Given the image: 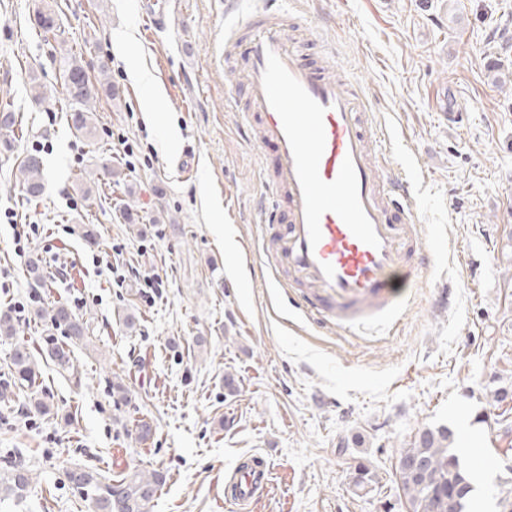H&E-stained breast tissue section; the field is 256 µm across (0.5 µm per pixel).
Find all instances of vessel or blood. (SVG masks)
Returning <instances> with one entry per match:
<instances>
[{"mask_svg":"<svg viewBox=\"0 0 512 512\" xmlns=\"http://www.w3.org/2000/svg\"><path fill=\"white\" fill-rule=\"evenodd\" d=\"M275 2L264 0L224 30L225 46L240 50L246 64V94L257 114L249 135L275 152L267 187L288 202L271 271L287 270L284 293L314 325L349 330L398 313L430 257L419 245L420 225L403 208L408 182L373 159L386 134L365 111L358 87L302 61ZM298 283L309 295H297ZM267 484L266 469L237 466L225 501L248 512Z\"/></svg>","mask_w":512,"mask_h":512,"instance_id":"vessel-or-blood-1","label":"vessel or blood"}]
</instances>
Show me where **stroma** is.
Segmentation results:
<instances>
[{"instance_id":"stroma-1","label":"stroma","mask_w":512,"mask_h":512,"mask_svg":"<svg viewBox=\"0 0 512 512\" xmlns=\"http://www.w3.org/2000/svg\"><path fill=\"white\" fill-rule=\"evenodd\" d=\"M141 3L0 0V112L15 116L12 147H0V304L60 301L90 325L89 344L72 347L74 372L62 375L42 352L44 327L19 324L60 416L0 402V455L21 454L32 472L23 501H2L0 512H89L67 473L90 463L115 476L164 471L153 512H230L224 474L253 455L272 479L254 512H408L399 452L422 427L448 428L460 448L454 407L483 435L480 451L461 456L484 473L468 501L503 512L512 0H283L301 58L334 55L388 130V162L415 185L409 206L433 256L398 327L374 320L352 331L289 313L269 282L262 242L278 228L260 221L263 154L244 133L242 62L224 58V0H170L161 29L143 24ZM44 10L56 17L47 33L35 23ZM119 34L128 53L111 47ZM72 59L112 85L92 103L91 137L69 120L61 74ZM135 64L162 94L156 122L128 77ZM29 154L43 163L37 198L18 182ZM106 162L115 176L95 177ZM34 252L41 283L26 271ZM147 275L161 293L146 294ZM118 381L133 394L120 409ZM361 465L376 474L363 489L351 478Z\"/></svg>"}]
</instances>
